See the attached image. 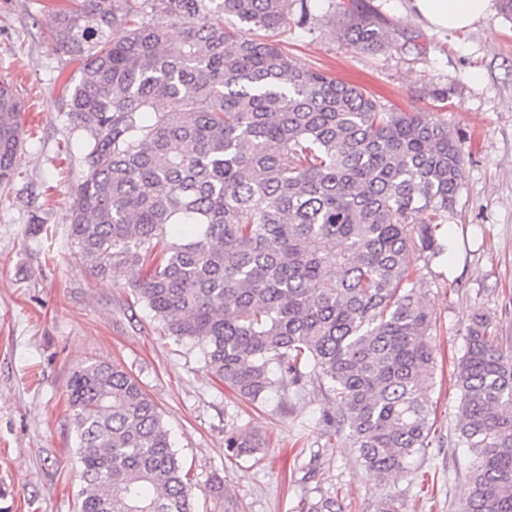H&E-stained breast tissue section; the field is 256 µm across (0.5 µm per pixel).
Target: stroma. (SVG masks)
Listing matches in <instances>:
<instances>
[{
    "instance_id": "obj_1",
    "label": "stroma",
    "mask_w": 512,
    "mask_h": 512,
    "mask_svg": "<svg viewBox=\"0 0 512 512\" xmlns=\"http://www.w3.org/2000/svg\"><path fill=\"white\" fill-rule=\"evenodd\" d=\"M413 49L354 50L311 0L313 18L278 35L297 64L355 84L404 112L446 119L464 153L462 186L439 235L437 258L415 252L410 272L432 311L437 349L424 391L435 442L410 473L380 481L359 463L348 433L328 434L335 412L317 380L252 404L217 380L198 346L167 336L133 283L150 266L101 278L70 236V193L86 171L67 145L78 133L66 90L80 63L56 50L46 27L52 0H0V82L25 103L15 174L0 186V512H78L82 483L67 387L81 365L123 366L159 407L196 512H300L317 490L336 491L344 512H377L388 495L404 512H460L469 463L457 446V358L476 313L512 340V20L492 10L467 30L440 34L411 0H371ZM448 92L437 110L430 92ZM257 432L266 448L228 457L224 433ZM223 494H215V482Z\"/></svg>"
}]
</instances>
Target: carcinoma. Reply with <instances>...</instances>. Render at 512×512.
<instances>
[{"label": "carcinoma", "instance_id": "cac0c4a2", "mask_svg": "<svg viewBox=\"0 0 512 512\" xmlns=\"http://www.w3.org/2000/svg\"><path fill=\"white\" fill-rule=\"evenodd\" d=\"M311 19L308 0H75L49 10L56 48L81 62L68 116L86 169L69 205L97 276L161 259L135 292L168 335L202 347L239 396L265 401L312 367L364 468L406 472L431 445L422 392L435 326L410 286L415 250L442 252L461 143L445 119L395 111L296 66L254 30ZM352 48L392 47L369 0L326 16ZM23 103L0 83V184L14 170ZM458 433L471 460L462 512H512V345L477 314L457 364ZM79 512H194L162 415L116 363L68 385ZM265 439L224 437L227 455ZM301 512H342L326 491Z\"/></svg>", "mask_w": 512, "mask_h": 512}]
</instances>
